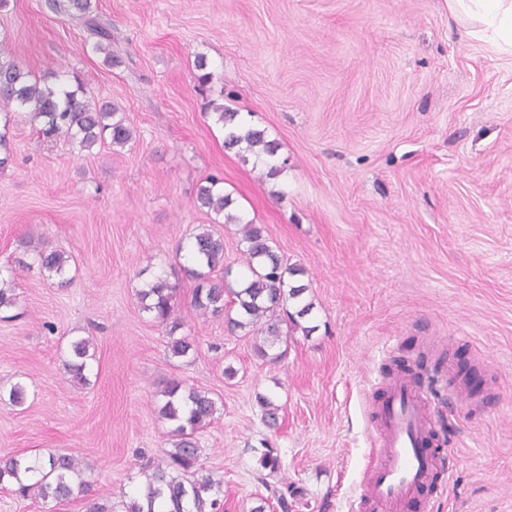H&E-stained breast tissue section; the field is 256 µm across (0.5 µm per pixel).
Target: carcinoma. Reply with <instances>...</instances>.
Wrapping results in <instances>:
<instances>
[{
	"instance_id": "1",
	"label": "carcinoma",
	"mask_w": 512,
	"mask_h": 512,
	"mask_svg": "<svg viewBox=\"0 0 512 512\" xmlns=\"http://www.w3.org/2000/svg\"><path fill=\"white\" fill-rule=\"evenodd\" d=\"M67 9L75 12L91 34L98 37L92 46L96 53L105 54L112 62V54L105 42L111 33L93 15L92 0H67ZM0 48V109L16 107L30 114L32 123H40L39 133L46 138L66 135L83 150L98 141L110 139L115 147H125L133 138L132 130L110 104L90 105L82 87L65 88V83L32 80L15 59L4 57ZM215 121L224 128V147L236 150L242 157L252 156L255 163L266 168V176H277L283 164L278 160L279 143L268 137L266 130L239 119V113L229 112L222 105L213 106ZM195 203L215 217H223L226 224L241 225L243 273L233 288L228 282L230 271L224 270V237L204 228L193 234L186 246L191 266L186 275L194 281L190 311L197 317H223L228 329L245 336H262L254 349L258 356L277 361L284 352L269 350L286 345L295 333H310L313 328L302 324L314 308L305 299L308 285L299 276L304 270L284 260L278 248L272 245L264 227L252 220H244L229 210L232 200L224 193L223 179L210 175L196 190ZM69 257L57 249L38 254L40 269L48 276L62 278L67 272ZM31 265L18 261L9 266L8 277H0V309L15 304L12 277ZM142 309L168 328V351L173 358H185L194 352L193 341L187 336H175L181 326L176 316V287L158 277L139 290ZM292 302L296 310H287ZM88 338L71 341L70 360L64 364L69 381L88 384V373L95 359L90 353ZM158 412L170 424L168 431L171 449L165 452L151 473L139 496L127 505L126 512H223V480L211 474L199 473L201 448L197 433L209 426L218 412L217 401L209 392L189 386L182 379L172 377L156 392ZM263 408V419L276 426L279 406L265 396H258ZM17 485L19 495L42 500L65 502L76 495L86 500V512H112V507L99 502L91 494L92 484L85 479L79 459L68 453L50 454L46 458L21 455L0 456V488L4 484Z\"/></svg>"
}]
</instances>
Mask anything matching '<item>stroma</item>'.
Listing matches in <instances>:
<instances>
[{
  "mask_svg": "<svg viewBox=\"0 0 512 512\" xmlns=\"http://www.w3.org/2000/svg\"><path fill=\"white\" fill-rule=\"evenodd\" d=\"M95 13L113 62L47 0L0 10V43L32 77L78 79L134 131L82 150L0 109V268L32 265L0 317V455L78 456L96 496L126 512L169 447L155 394L176 376L218 403L197 438L224 512L288 484L292 512H353L383 365L454 373L465 360L478 379L466 403L434 404L453 460L422 490L425 512H512V54L470 37L446 0H96ZM214 103L279 142L277 178L225 150ZM211 174L305 270L315 330L280 361L187 310L176 250L214 225L194 203ZM44 248L69 255L65 278L34 267ZM159 276L180 290L189 358L168 355L141 308ZM77 338L95 354L84 387L63 368ZM268 448L274 473L259 465Z\"/></svg>",
  "mask_w": 512,
  "mask_h": 512,
  "instance_id": "35a3bbf8",
  "label": "stroma"
}]
</instances>
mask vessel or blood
<instances>
[{"mask_svg": "<svg viewBox=\"0 0 512 512\" xmlns=\"http://www.w3.org/2000/svg\"><path fill=\"white\" fill-rule=\"evenodd\" d=\"M372 421L360 494L366 512H414L420 491L444 465L433 445L430 403L408 373L383 384Z\"/></svg>", "mask_w": 512, "mask_h": 512, "instance_id": "vessel-or-blood-1", "label": "vessel or blood"}]
</instances>
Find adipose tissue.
Segmentation results:
<instances>
[{
	"instance_id": "ef3b65f1",
	"label": "adipose tissue",
	"mask_w": 512,
	"mask_h": 512,
	"mask_svg": "<svg viewBox=\"0 0 512 512\" xmlns=\"http://www.w3.org/2000/svg\"><path fill=\"white\" fill-rule=\"evenodd\" d=\"M448 10L469 23L472 37L512 50V0H448Z\"/></svg>"
}]
</instances>
